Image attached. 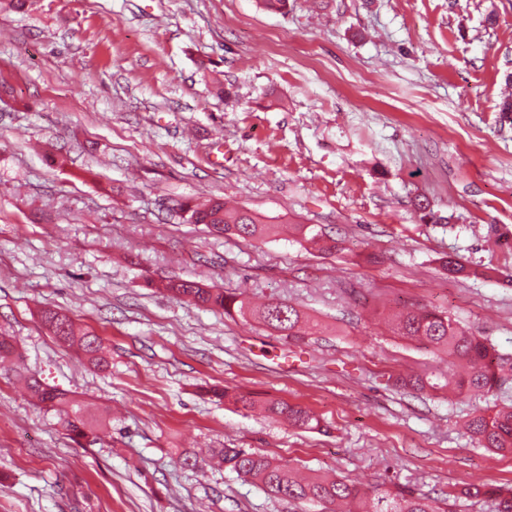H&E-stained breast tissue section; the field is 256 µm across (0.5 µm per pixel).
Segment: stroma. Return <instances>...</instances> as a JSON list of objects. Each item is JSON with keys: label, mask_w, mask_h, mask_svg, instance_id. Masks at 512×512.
Returning a JSON list of instances; mask_svg holds the SVG:
<instances>
[{"label": "stroma", "mask_w": 512, "mask_h": 512, "mask_svg": "<svg viewBox=\"0 0 512 512\" xmlns=\"http://www.w3.org/2000/svg\"><path fill=\"white\" fill-rule=\"evenodd\" d=\"M2 79L0 333L108 427L76 444L0 368V512H296L185 466L197 448L433 496L512 485V456L463 428L512 403V378L486 396L395 390L389 376L444 363L385 324L428 306L512 354V0H34L0 6ZM210 197L276 232L256 244L188 223L183 204ZM296 224L340 251L306 249ZM446 256L494 273L450 277ZM178 277L291 303L324 330L293 343L157 289ZM47 308L100 336L111 370L59 343ZM263 409L271 416L282 418L289 425L298 429L312 430L319 428V420L305 408L291 405L278 399H269L263 403Z\"/></svg>", "instance_id": "obj_1"}]
</instances>
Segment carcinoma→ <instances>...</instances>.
<instances>
[{"mask_svg":"<svg viewBox=\"0 0 512 512\" xmlns=\"http://www.w3.org/2000/svg\"><path fill=\"white\" fill-rule=\"evenodd\" d=\"M182 210L187 213V222L205 224L224 236L262 242L275 232V225L260 221L250 210L229 208L220 199H209L193 206L186 204ZM294 230L303 239L317 242L323 252L339 250L336 239H324L306 224H296ZM442 266L454 277L488 276V271L469 269L452 258L443 260ZM161 288L194 305L226 313L247 312L258 323L289 340L298 341L322 330L320 322L284 302L278 307L272 301L251 307L234 292L180 278L166 280ZM42 319L59 342L76 349L90 365L99 370L111 367L112 356L100 336L76 331L68 316L50 309L43 311ZM394 330L408 342L448 359V373L398 375L390 378L395 388L440 392L454 384L461 391L491 394L507 379V373L512 372L511 356L501 354L487 337L477 335L471 328L433 308H401L394 314ZM24 381L37 404L58 413L75 442L89 438L102 425V421L90 416L85 402L71 393L50 387L35 376H27ZM218 397L244 409L255 405L251 395L242 392L226 390ZM263 409L295 428H319V420L301 406L269 399L263 403ZM465 429L482 447L512 454V405L497 407L488 414L473 415L466 421ZM209 454L224 463V469L257 483L272 497L318 506L322 512H339V508L347 505L356 507V512H457L458 502L478 498L493 501L496 512H512V486L473 485L430 498L395 484L383 483L363 490L342 478L321 474L304 477L289 462L272 459L251 448H212Z\"/></svg>","mask_w":512,"mask_h":512,"instance_id":"obj_1","label":"carcinoma"}]
</instances>
